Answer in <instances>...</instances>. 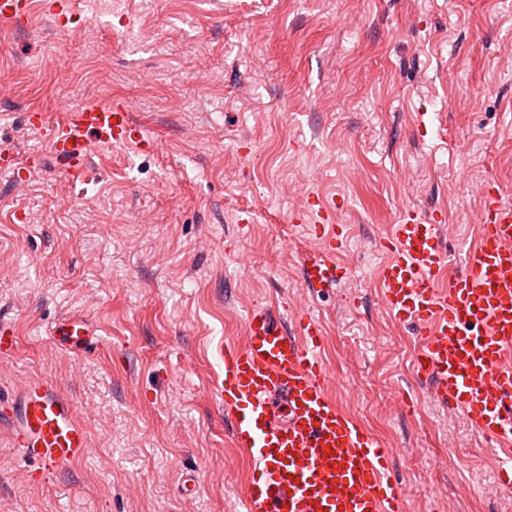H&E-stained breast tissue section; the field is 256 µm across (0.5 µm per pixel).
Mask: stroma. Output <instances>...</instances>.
Wrapping results in <instances>:
<instances>
[{
  "label": "stroma",
  "instance_id": "35a3bbf8",
  "mask_svg": "<svg viewBox=\"0 0 512 512\" xmlns=\"http://www.w3.org/2000/svg\"><path fill=\"white\" fill-rule=\"evenodd\" d=\"M0 30V410L45 378L89 432L85 458L32 476L0 429V512H241L253 462L210 394L211 342L245 340L253 306L306 304L332 399L393 451L406 512H512L496 462L414 375L422 338L376 287L402 210H442L457 270L476 245V186L512 203V0H45ZM207 70H200L198 58ZM133 101L161 144L93 148L71 184L30 112ZM335 206L351 277L314 296L302 199ZM64 313L96 350L58 347ZM45 8L53 23L59 28L66 29L74 21L73 1L71 0H52Z\"/></svg>",
  "mask_w": 512,
  "mask_h": 512
}]
</instances>
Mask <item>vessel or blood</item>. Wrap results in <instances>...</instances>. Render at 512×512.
Returning <instances> with one entry per match:
<instances>
[{
	"instance_id": "obj_1",
	"label": "vessel or blood",
	"mask_w": 512,
	"mask_h": 512,
	"mask_svg": "<svg viewBox=\"0 0 512 512\" xmlns=\"http://www.w3.org/2000/svg\"><path fill=\"white\" fill-rule=\"evenodd\" d=\"M31 0H0V25L29 23ZM54 24L74 20L72 0H51ZM61 173L84 180L89 147L134 142L160 149L134 118V104L113 100L39 121ZM323 250L302 259V285L314 295L346 274L336 259L340 234L330 206L306 208ZM476 222L480 240L455 273H448L444 219L405 210L388 225L386 259L377 286L386 309L423 338L413 370L434 397L461 413L474 432L502 452L497 478L512 490V206L497 186L483 189ZM243 344L220 340L211 356L221 367L212 394L239 447L254 460L242 512H405V496L390 475L392 449L355 424L330 398L331 373L321 356L325 330L300 311L283 326L271 308L257 306L245 320ZM60 345L87 344L88 328L64 315L51 325ZM7 417L22 460L43 473L83 457L90 445L73 403L43 379L17 381Z\"/></svg>"
}]
</instances>
